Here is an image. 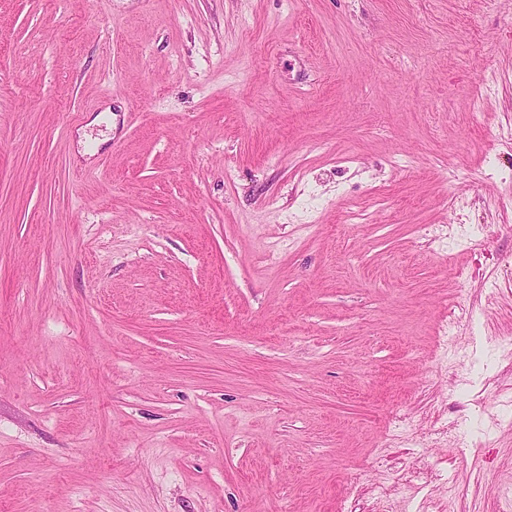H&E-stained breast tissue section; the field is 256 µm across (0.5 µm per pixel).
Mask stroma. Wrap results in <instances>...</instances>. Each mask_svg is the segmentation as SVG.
<instances>
[{
	"mask_svg": "<svg viewBox=\"0 0 512 512\" xmlns=\"http://www.w3.org/2000/svg\"><path fill=\"white\" fill-rule=\"evenodd\" d=\"M512 0H0V512H512Z\"/></svg>",
	"mask_w": 512,
	"mask_h": 512,
	"instance_id": "stroma-1",
	"label": "stroma"
}]
</instances>
